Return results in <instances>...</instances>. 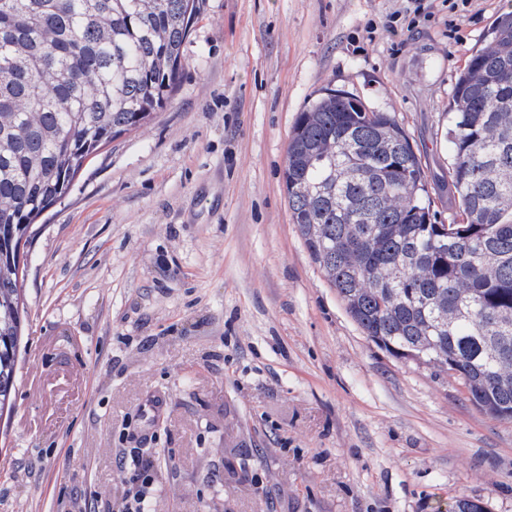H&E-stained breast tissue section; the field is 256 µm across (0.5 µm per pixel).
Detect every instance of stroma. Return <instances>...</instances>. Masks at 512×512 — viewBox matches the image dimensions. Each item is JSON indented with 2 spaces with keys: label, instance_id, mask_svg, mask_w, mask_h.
Listing matches in <instances>:
<instances>
[{
  "label": "stroma",
  "instance_id": "1",
  "mask_svg": "<svg viewBox=\"0 0 512 512\" xmlns=\"http://www.w3.org/2000/svg\"><path fill=\"white\" fill-rule=\"evenodd\" d=\"M200 3L175 94L32 227L0 512H121L116 448L159 454L157 512H512V422L365 337L283 182L297 116L344 90L395 116L451 221L457 69L512 0L371 39L405 0Z\"/></svg>",
  "mask_w": 512,
  "mask_h": 512
}]
</instances>
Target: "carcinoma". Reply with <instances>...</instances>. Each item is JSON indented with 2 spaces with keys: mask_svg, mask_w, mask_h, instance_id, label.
Returning <instances> with one entry per match:
<instances>
[{
  "mask_svg": "<svg viewBox=\"0 0 512 512\" xmlns=\"http://www.w3.org/2000/svg\"><path fill=\"white\" fill-rule=\"evenodd\" d=\"M199 0H0V413L11 409L31 228L86 161L174 93ZM512 11L458 69L438 232L420 159L389 112L330 90L298 115L283 180L313 262L365 336L460 380L512 421ZM446 512H487L458 497Z\"/></svg>",
  "mask_w": 512,
  "mask_h": 512,
  "instance_id": "carcinoma-1",
  "label": "carcinoma"
}]
</instances>
